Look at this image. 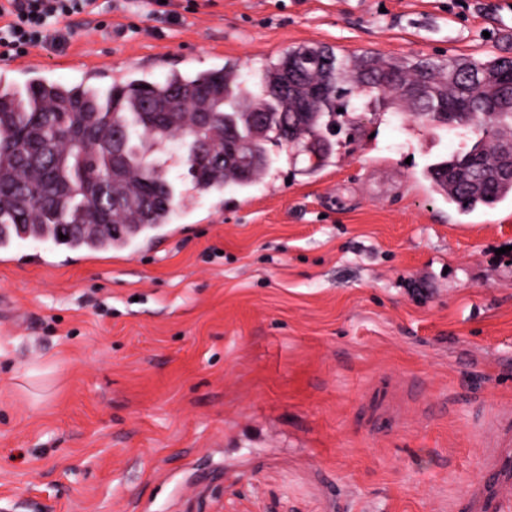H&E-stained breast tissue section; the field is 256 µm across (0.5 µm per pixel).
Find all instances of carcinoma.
I'll return each instance as SVG.
<instances>
[{"label": "carcinoma", "mask_w": 512, "mask_h": 512, "mask_svg": "<svg viewBox=\"0 0 512 512\" xmlns=\"http://www.w3.org/2000/svg\"><path fill=\"white\" fill-rule=\"evenodd\" d=\"M506 59L450 56L432 64L394 56L352 52L341 61L327 50L297 46L270 61L255 94L226 63L193 72H171L160 80L129 74L107 87L83 80L63 83L32 78L22 86L0 80V230L8 224L24 239L52 240L57 246L96 248L122 245L170 222L180 195L168 179L166 156L146 154L152 132L164 142L191 136L215 150L234 144L235 159L195 167L193 143L181 161L194 188L221 194L228 187H251L267 169L266 145L315 146L314 166L331 154L327 137L337 110L348 111L349 96H374L390 112L411 105L425 128L445 127L438 111L469 95L468 120L454 127L478 131L471 147H459L423 170L432 193L460 214L486 211L512 199V179H485L498 156L496 145L512 142V100L500 102L499 77ZM298 68L291 94L281 90L288 64ZM415 86L419 95L408 96ZM234 130V139L227 136ZM125 139L120 159H112L116 134ZM45 146L63 156L58 169L26 159ZM114 169L101 196L118 203L89 219L92 180ZM69 186L64 202L41 201L55 182ZM65 238H59V235Z\"/></svg>", "instance_id": "carcinoma-1"}]
</instances>
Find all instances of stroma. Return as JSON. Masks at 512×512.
Segmentation results:
<instances>
[{
	"mask_svg": "<svg viewBox=\"0 0 512 512\" xmlns=\"http://www.w3.org/2000/svg\"><path fill=\"white\" fill-rule=\"evenodd\" d=\"M98 2L29 47L41 75L159 80L202 48L254 82L312 39L512 59V0ZM412 127L367 112L315 172L269 147V182L132 253L23 241L45 260L0 263V512H451L512 411V202L448 206L422 171L456 132Z\"/></svg>",
	"mask_w": 512,
	"mask_h": 512,
	"instance_id": "obj_1",
	"label": "stroma"
}]
</instances>
